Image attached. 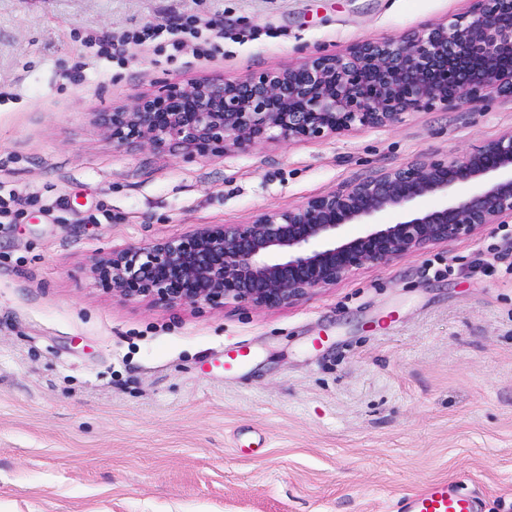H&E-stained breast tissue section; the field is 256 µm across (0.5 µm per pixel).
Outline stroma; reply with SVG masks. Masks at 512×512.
I'll use <instances>...</instances> for the list:
<instances>
[{
    "instance_id": "35a3bbf8",
    "label": "stroma",
    "mask_w": 512,
    "mask_h": 512,
    "mask_svg": "<svg viewBox=\"0 0 512 512\" xmlns=\"http://www.w3.org/2000/svg\"><path fill=\"white\" fill-rule=\"evenodd\" d=\"M468 0H0V512H393L466 480L512 512V223L365 265L291 305H152L104 249L244 224L512 128V100L221 157L118 147L97 115L459 15ZM194 16L218 50L85 41ZM249 357L225 371L224 347Z\"/></svg>"
}]
</instances>
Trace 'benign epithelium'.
<instances>
[{
    "label": "benign epithelium",
    "mask_w": 512,
    "mask_h": 512,
    "mask_svg": "<svg viewBox=\"0 0 512 512\" xmlns=\"http://www.w3.org/2000/svg\"><path fill=\"white\" fill-rule=\"evenodd\" d=\"M465 13L299 65L227 80L164 85L98 114L117 146L187 157L267 142L320 140L393 127L441 103L477 109L512 97V0H472ZM389 213L390 224L378 223ZM512 221V129L475 152L417 158L246 224H201L147 244L112 247L90 272L127 301L277 308L336 284L353 269ZM362 224L355 236L347 226Z\"/></svg>",
    "instance_id": "7a95c632"
}]
</instances>
